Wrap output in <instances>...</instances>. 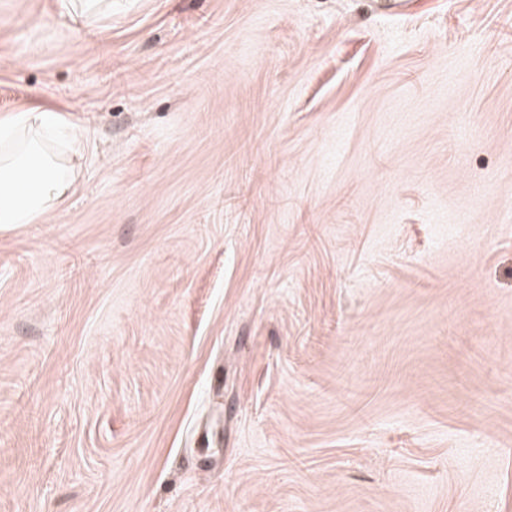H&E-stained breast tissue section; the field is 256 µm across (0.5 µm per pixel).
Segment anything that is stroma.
Listing matches in <instances>:
<instances>
[{
    "instance_id": "stroma-1",
    "label": "stroma",
    "mask_w": 512,
    "mask_h": 512,
    "mask_svg": "<svg viewBox=\"0 0 512 512\" xmlns=\"http://www.w3.org/2000/svg\"><path fill=\"white\" fill-rule=\"evenodd\" d=\"M0 512H512V0H0ZM60 16L77 25H89L102 13H112V0H57ZM87 127L49 108L24 109L0 121V226L33 224L73 192L89 144ZM66 149H54L53 139Z\"/></svg>"
}]
</instances>
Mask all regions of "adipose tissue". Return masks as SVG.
Returning <instances> with one entry per match:
<instances>
[{
	"label": "adipose tissue",
	"mask_w": 512,
	"mask_h": 512,
	"mask_svg": "<svg viewBox=\"0 0 512 512\" xmlns=\"http://www.w3.org/2000/svg\"><path fill=\"white\" fill-rule=\"evenodd\" d=\"M89 135L49 108L0 121V225L32 224L59 208L74 190Z\"/></svg>",
	"instance_id": "obj_1"
}]
</instances>
